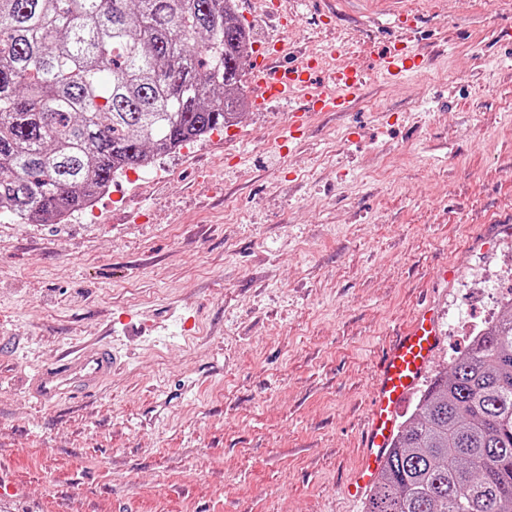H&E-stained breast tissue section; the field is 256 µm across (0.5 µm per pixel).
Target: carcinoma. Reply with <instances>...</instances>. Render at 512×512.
<instances>
[{
  "label": "carcinoma",
  "instance_id": "obj_1",
  "mask_svg": "<svg viewBox=\"0 0 512 512\" xmlns=\"http://www.w3.org/2000/svg\"><path fill=\"white\" fill-rule=\"evenodd\" d=\"M236 0H0V212L59 224L241 112ZM365 512H512V316L396 434Z\"/></svg>",
  "mask_w": 512,
  "mask_h": 512
}]
</instances>
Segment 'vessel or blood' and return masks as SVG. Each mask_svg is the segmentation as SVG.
Wrapping results in <instances>:
<instances>
[{
    "label": "vessel or blood",
    "instance_id": "1",
    "mask_svg": "<svg viewBox=\"0 0 512 512\" xmlns=\"http://www.w3.org/2000/svg\"><path fill=\"white\" fill-rule=\"evenodd\" d=\"M280 50V43H272L270 51L256 59L249 80L256 107L262 109L272 102L293 103L288 116L289 139H300L317 113L351 109L366 83L363 69L350 63L329 69L321 56L277 68L273 61ZM416 58L415 50L395 45L380 56L377 71L391 84L401 85L418 74ZM441 341L436 315L426 307L386 350L372 389L363 452L347 487L352 497L362 498L375 483L393 443L398 417ZM115 363L112 347L106 342L73 345L60 353L55 368L34 374L27 390L43 402L88 393L111 377Z\"/></svg>",
    "mask_w": 512,
    "mask_h": 512
}]
</instances>
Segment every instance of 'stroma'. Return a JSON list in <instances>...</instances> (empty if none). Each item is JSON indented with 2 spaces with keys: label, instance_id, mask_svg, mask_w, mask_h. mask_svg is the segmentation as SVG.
Returning a JSON list of instances; mask_svg holds the SVG:
<instances>
[{
  "label": "stroma",
  "instance_id": "stroma-1",
  "mask_svg": "<svg viewBox=\"0 0 512 512\" xmlns=\"http://www.w3.org/2000/svg\"><path fill=\"white\" fill-rule=\"evenodd\" d=\"M406 3L426 66L394 88L375 67L399 31L366 0L331 27L316 0H283L284 26L252 0L256 54L331 43L327 65L368 72L301 142L287 104H249L116 179L96 220L0 213V512H363L345 483L385 345L430 301L437 376L460 324L512 299V0ZM102 339L117 367L94 393L28 395Z\"/></svg>",
  "mask_w": 512,
  "mask_h": 512
}]
</instances>
